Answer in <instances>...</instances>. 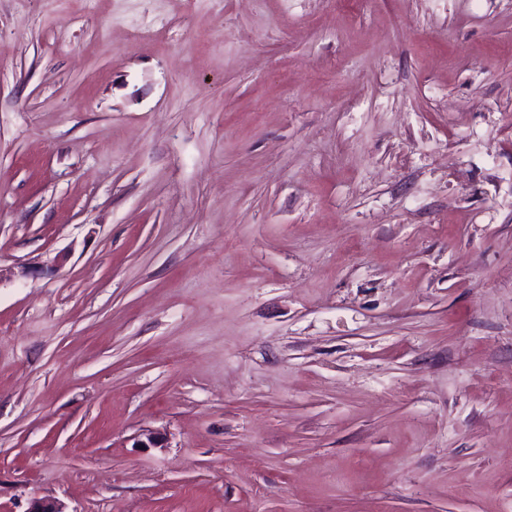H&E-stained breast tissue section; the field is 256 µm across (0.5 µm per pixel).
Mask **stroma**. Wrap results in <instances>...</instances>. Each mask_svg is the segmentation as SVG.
I'll use <instances>...</instances> for the list:
<instances>
[{
    "mask_svg": "<svg viewBox=\"0 0 512 512\" xmlns=\"http://www.w3.org/2000/svg\"><path fill=\"white\" fill-rule=\"evenodd\" d=\"M78 2L0 0V512H512V0Z\"/></svg>",
    "mask_w": 512,
    "mask_h": 512,
    "instance_id": "35a3bbf8",
    "label": "stroma"
}]
</instances>
